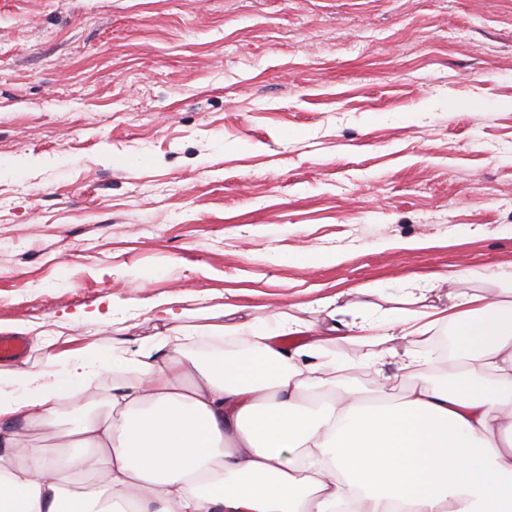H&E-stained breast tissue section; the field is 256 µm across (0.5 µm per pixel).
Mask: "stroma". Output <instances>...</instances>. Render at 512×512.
<instances>
[{
  "label": "stroma",
  "mask_w": 512,
  "mask_h": 512,
  "mask_svg": "<svg viewBox=\"0 0 512 512\" xmlns=\"http://www.w3.org/2000/svg\"><path fill=\"white\" fill-rule=\"evenodd\" d=\"M505 271L512 0H0L8 369L45 368L43 332L133 348L174 295L186 326L416 316ZM332 350L372 387L374 346Z\"/></svg>",
  "instance_id": "1"
}]
</instances>
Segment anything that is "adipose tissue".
<instances>
[{
  "mask_svg": "<svg viewBox=\"0 0 512 512\" xmlns=\"http://www.w3.org/2000/svg\"><path fill=\"white\" fill-rule=\"evenodd\" d=\"M317 306L318 325L225 305L190 330L157 301L160 330L104 361L43 341L48 369L0 370V512H512V300L359 317L369 392L337 385L347 326ZM107 372L103 408L64 428Z\"/></svg>",
  "mask_w": 512,
  "mask_h": 512,
  "instance_id": "obj_1",
  "label": "adipose tissue"
}]
</instances>
